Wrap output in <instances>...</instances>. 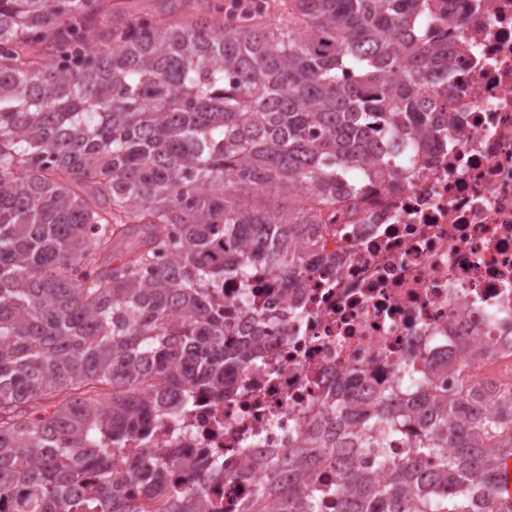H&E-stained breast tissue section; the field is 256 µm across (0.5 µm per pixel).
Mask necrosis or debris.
Segmentation results:
<instances>
[{
	"label": "necrosis or debris",
	"instance_id": "obj_1",
	"mask_svg": "<svg viewBox=\"0 0 512 512\" xmlns=\"http://www.w3.org/2000/svg\"><path fill=\"white\" fill-rule=\"evenodd\" d=\"M444 30L448 125L417 174L365 179L355 214H325L321 262L269 298L236 396L196 392L188 432L157 423L168 458L205 468L222 449L209 497L225 512H242L266 460L321 430L341 392L374 397L407 369L453 391L512 386V0H481Z\"/></svg>",
	"mask_w": 512,
	"mask_h": 512
}]
</instances>
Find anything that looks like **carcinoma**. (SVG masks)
Segmentation results:
<instances>
[{"label": "carcinoma", "instance_id": "1", "mask_svg": "<svg viewBox=\"0 0 512 512\" xmlns=\"http://www.w3.org/2000/svg\"><path fill=\"white\" fill-rule=\"evenodd\" d=\"M111 0H0V512H224L156 455L191 392L235 394L252 355L233 321L266 315L259 274L299 282L314 221L372 172L403 175L448 104V39L467 0H288V22L230 29ZM99 38L93 57L63 49ZM239 283L240 303L226 302ZM266 463L242 512H504L512 393L418 380ZM406 444L398 456L388 448Z\"/></svg>", "mask_w": 512, "mask_h": 512}]
</instances>
